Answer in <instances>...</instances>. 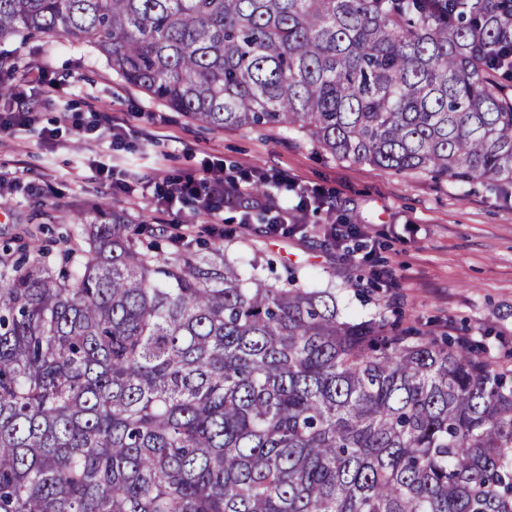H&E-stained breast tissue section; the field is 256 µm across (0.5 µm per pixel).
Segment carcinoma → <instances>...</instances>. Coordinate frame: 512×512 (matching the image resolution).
I'll return each mask as SVG.
<instances>
[{
  "label": "carcinoma",
  "mask_w": 512,
  "mask_h": 512,
  "mask_svg": "<svg viewBox=\"0 0 512 512\" xmlns=\"http://www.w3.org/2000/svg\"><path fill=\"white\" fill-rule=\"evenodd\" d=\"M214 128L512 186V0H0ZM0 247V512H512V379L99 206Z\"/></svg>",
  "instance_id": "cac0c4a2"
}]
</instances>
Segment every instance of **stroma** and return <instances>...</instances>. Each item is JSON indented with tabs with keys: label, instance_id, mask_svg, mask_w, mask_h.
<instances>
[{
	"label": "stroma",
	"instance_id": "35a3bbf8",
	"mask_svg": "<svg viewBox=\"0 0 512 512\" xmlns=\"http://www.w3.org/2000/svg\"><path fill=\"white\" fill-rule=\"evenodd\" d=\"M17 64L8 82L29 88L38 74L55 86L34 106V125L0 130V170L26 182L0 196V243L45 241L79 233L103 202L134 224L168 223L153 199L117 196L96 162L132 185L157 171L199 170L221 160L225 181L267 175L266 197L293 206L298 188L332 190V210L308 213L299 232L259 233L228 209L208 217L194 200L178 206L183 220L211 224L226 258L241 270L251 262L276 274L294 268L311 289L332 288L344 318L385 317L435 336H465L497 371H512V189L475 185L470 192L424 174L338 160L285 127L212 130L125 83L106 58L64 38L33 37L0 44ZM97 121L124 113L137 139L122 151L87 144L59 124L62 110ZM358 224L360 237L341 244L325 235L334 220Z\"/></svg>",
	"mask_w": 512,
	"mask_h": 512
}]
</instances>
